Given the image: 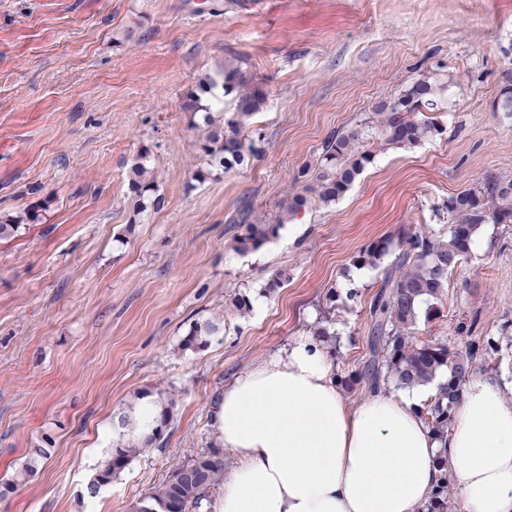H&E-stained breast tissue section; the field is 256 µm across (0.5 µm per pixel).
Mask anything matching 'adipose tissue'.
<instances>
[{
  "label": "adipose tissue",
  "mask_w": 512,
  "mask_h": 512,
  "mask_svg": "<svg viewBox=\"0 0 512 512\" xmlns=\"http://www.w3.org/2000/svg\"><path fill=\"white\" fill-rule=\"evenodd\" d=\"M435 384L345 402L326 343L296 339L240 374L214 410L236 464L216 512H420L452 465L458 512H512V396L469 379L439 444L418 413Z\"/></svg>",
  "instance_id": "obj_1"
}]
</instances>
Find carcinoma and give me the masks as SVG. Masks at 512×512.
<instances>
[{
  "instance_id": "obj_1",
  "label": "carcinoma",
  "mask_w": 512,
  "mask_h": 512,
  "mask_svg": "<svg viewBox=\"0 0 512 512\" xmlns=\"http://www.w3.org/2000/svg\"><path fill=\"white\" fill-rule=\"evenodd\" d=\"M453 75L431 72L402 87L389 100L376 103L372 110L347 127L329 133L318 156L303 163L293 182L303 185V192L284 199L275 220L270 222L252 215L245 206L233 223L234 248L256 250L278 236L279 230L296 214L312 207L329 206L340 200L375 157L374 151L414 150L443 134L442 120L448 109V87ZM232 97L233 109L224 111L216 101ZM267 104L266 94L253 86L237 66L224 67V78L198 80L179 108L195 116L203 114L205 132L198 149L207 160L208 169L196 178L206 180L213 171L228 172L246 167L256 156V140L250 126L255 114ZM512 118V72H502L500 90L494 104ZM147 155L138 156L131 167L129 189L133 194L134 213L142 214L146 200L160 204L156 185L147 178ZM444 224H418L401 229L394 238L380 239L359 254L361 261L377 268L385 257L392 260L383 270L382 284L370 307L369 359L358 377L372 389L391 384L396 389L413 388L433 382L441 373L448 380L440 383L436 393L422 409L429 427L446 443L451 412L459 399L473 363L480 356L478 348L453 353L443 342L421 341L416 329L421 316H427L448 287V276L462 266L473 253V244L486 224H512V173L489 172L473 187L448 197ZM38 215L0 214V239L15 237L25 229L24 221H36ZM224 318L217 316L195 323L183 339L185 348H200L208 338L218 334ZM150 397L158 409L153 419L142 414L141 400ZM176 400L168 389L134 395V401L121 412L124 431L110 452V465L95 476L110 482L134 459L160 442L164 430L173 421ZM45 450H31L29 462L18 471L13 484L26 481L37 459ZM442 470L426 512H450L451 481L448 480V457L439 454ZM224 481V454L216 443L186 462L173 465L164 481L137 503L139 512H199L212 490Z\"/></svg>"
}]
</instances>
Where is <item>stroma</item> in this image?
I'll list each match as a JSON object with an SVG mask.
<instances>
[{"mask_svg": "<svg viewBox=\"0 0 512 512\" xmlns=\"http://www.w3.org/2000/svg\"><path fill=\"white\" fill-rule=\"evenodd\" d=\"M512 0H0V212L39 219L0 240V512H132L170 467L215 438L234 377L332 318L331 364L348 383L368 357L383 271L353 261L487 172L512 171V119L494 108L512 68ZM234 63L266 93L259 155L205 181L200 132L179 101ZM453 74L445 132L377 153L335 205L308 210L261 248H233L243 203L273 217L325 136L420 75ZM149 152L162 198L132 222L130 168ZM448 278L421 339L484 353L476 373L512 390V224H488ZM290 279L263 291L278 269ZM357 290L329 310V290ZM251 310H227L234 294ZM223 314L203 348L191 324ZM177 395L163 441L89 497L134 392ZM27 481L12 486L34 445Z\"/></svg>", "mask_w": 512, "mask_h": 512, "instance_id": "stroma-1", "label": "stroma"}]
</instances>
